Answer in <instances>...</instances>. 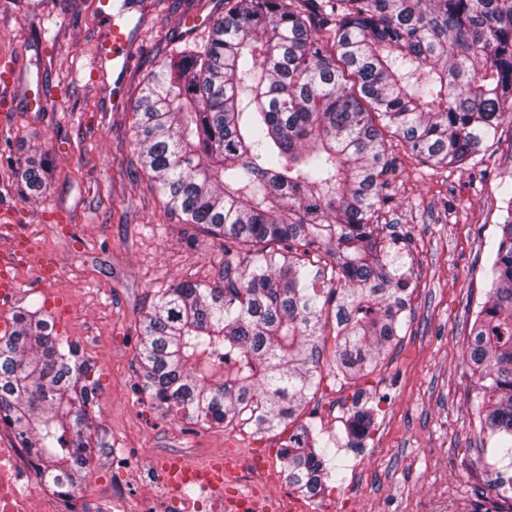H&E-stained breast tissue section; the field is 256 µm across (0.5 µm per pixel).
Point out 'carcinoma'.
I'll return each instance as SVG.
<instances>
[{
    "mask_svg": "<svg viewBox=\"0 0 512 512\" xmlns=\"http://www.w3.org/2000/svg\"><path fill=\"white\" fill-rule=\"evenodd\" d=\"M512 110V0H224L205 39L140 82L138 172L165 207L224 240L208 285L154 294L140 322L139 381L168 413L271 430L295 422L327 372L359 380L400 339L406 253L382 234L397 137L434 167L487 149ZM41 194L44 161L16 171ZM491 289L465 332L473 404L512 459V180ZM331 354H326L327 336ZM96 370L37 311L0 336V415L45 483L88 477ZM372 412L350 415L359 444ZM288 483L317 495L329 472L314 430L279 450Z\"/></svg>",
    "mask_w": 512,
    "mask_h": 512,
    "instance_id": "cac0c4a2",
    "label": "carcinoma"
}]
</instances>
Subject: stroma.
I'll use <instances>...</instances> for the list:
<instances>
[{"label": "stroma", "instance_id": "35a3bbf8", "mask_svg": "<svg viewBox=\"0 0 512 512\" xmlns=\"http://www.w3.org/2000/svg\"><path fill=\"white\" fill-rule=\"evenodd\" d=\"M133 2L132 19L146 13L150 20L127 76V102L117 107L111 76L87 67L102 37L98 0H42L35 14L24 0H0V61L20 64L0 119V209L12 217L0 249L18 239L40 248L18 269L20 288L4 316L40 309L95 364L93 482H109L113 449H135L130 463L139 471L157 451L190 448L195 467L227 453L259 465L272 512L289 500L299 512H476L502 475L512 476V466L495 463L478 443L476 380L462 361L464 324L490 289L502 220L496 184L512 174V117L479 162L463 168L432 167L394 148L388 233L412 262L411 309L399 344L375 372L355 382L326 375L315 389L301 420L329 443L326 465L341 479L311 497L289 485L277 455L291 426L260 433L189 424L138 385L139 323L154 293L181 280L213 281L224 243L167 214L148 179L131 182V102L143 76L184 44L183 17L216 16L224 0ZM22 84L45 92L52 109L29 110ZM44 155L52 165L47 188L24 198L15 173ZM362 407L374 425L355 448L346 421Z\"/></svg>", "mask_w": 512, "mask_h": 512}]
</instances>
